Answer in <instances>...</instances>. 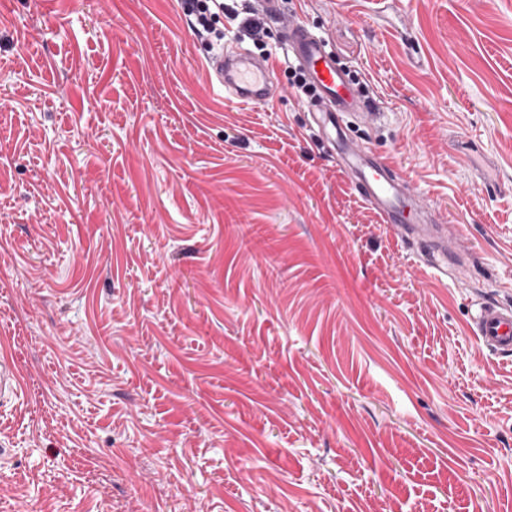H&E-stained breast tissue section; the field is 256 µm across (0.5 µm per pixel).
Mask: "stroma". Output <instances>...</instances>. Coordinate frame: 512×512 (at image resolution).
Returning a JSON list of instances; mask_svg holds the SVG:
<instances>
[{"instance_id":"35a3bbf8","label":"stroma","mask_w":512,"mask_h":512,"mask_svg":"<svg viewBox=\"0 0 512 512\" xmlns=\"http://www.w3.org/2000/svg\"><path fill=\"white\" fill-rule=\"evenodd\" d=\"M224 2L268 102L216 95L184 0H0V512H512V361L471 326L512 305V0ZM287 18L467 284L339 169ZM20 387V378L13 363L6 355L0 356V395L4 396L6 392L15 394Z\"/></svg>"}]
</instances>
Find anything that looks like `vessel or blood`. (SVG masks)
<instances>
[{
  "instance_id": "obj_1",
  "label": "vessel or blood",
  "mask_w": 512,
  "mask_h": 512,
  "mask_svg": "<svg viewBox=\"0 0 512 512\" xmlns=\"http://www.w3.org/2000/svg\"><path fill=\"white\" fill-rule=\"evenodd\" d=\"M283 44L297 69L314 88L307 107L313 122L333 145L337 165L359 195L382 216L400 239L419 244L428 264L439 272L464 275L466 258L448 248V227L428 217L427 206L409 186L393 177L391 166L368 158L349 134L348 120L365 115V103L354 87L348 69L339 66L326 41L307 26L293 24L283 34ZM213 89L225 98L246 103L272 99L275 88L268 58L235 45L210 57L206 63ZM473 333L491 354L512 356V306L483 302L474 319ZM20 379L7 356H0V395L16 393Z\"/></svg>"
}]
</instances>
